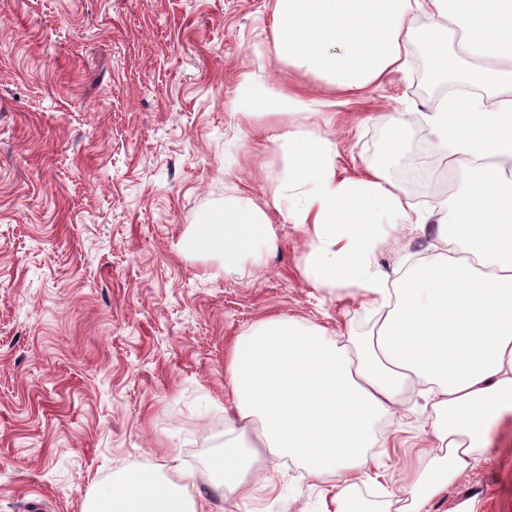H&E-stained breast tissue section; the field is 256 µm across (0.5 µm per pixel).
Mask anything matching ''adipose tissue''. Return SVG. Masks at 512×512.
<instances>
[{
    "label": "adipose tissue",
    "instance_id": "obj_1",
    "mask_svg": "<svg viewBox=\"0 0 512 512\" xmlns=\"http://www.w3.org/2000/svg\"><path fill=\"white\" fill-rule=\"evenodd\" d=\"M427 17L417 28V17ZM459 36L449 52V33ZM278 60L317 78V89L275 92L247 77L242 118L335 115L368 87L406 70L420 43L431 83L473 90L448 96L420 120L435 146L476 162L463 191L417 210L379 165L341 179L331 142L287 130L273 199L284 222L312 227L304 271L321 287L367 297L381 312L372 340L346 345L321 327L280 317L234 343L233 402L224 448L209 469L225 498L245 495L259 452L335 480V512H369L355 496L377 447L373 424L414 387L433 400V438L382 512H428L451 481L477 469L492 428L512 412V0H275ZM425 230L457 250L387 274L374 263L383 225ZM271 220L250 201L225 202L189 246L219 249L225 272L269 241ZM89 512H189L155 475L136 471L102 489Z\"/></svg>",
    "mask_w": 512,
    "mask_h": 512
}]
</instances>
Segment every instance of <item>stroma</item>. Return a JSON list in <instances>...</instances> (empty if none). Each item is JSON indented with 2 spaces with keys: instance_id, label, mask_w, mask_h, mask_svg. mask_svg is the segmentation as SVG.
Segmentation results:
<instances>
[{
  "instance_id": "obj_1",
  "label": "stroma",
  "mask_w": 512,
  "mask_h": 512,
  "mask_svg": "<svg viewBox=\"0 0 512 512\" xmlns=\"http://www.w3.org/2000/svg\"><path fill=\"white\" fill-rule=\"evenodd\" d=\"M274 0H0V512H87L94 493L134 469L152 471L198 512H323L332 481L262 456L250 490L228 500L208 470L224 446L229 354L263 319L306 321L366 340L378 314L304 273L308 233L276 213L280 135L331 141L339 176L379 161L410 112L386 178L420 210L456 194L410 181L439 164L416 113L428 62L412 48L401 73L365 90L326 124L304 113L243 120L247 76L273 90L312 76L274 52ZM246 198L272 220V241L236 273L221 252L188 248L199 220ZM376 256L394 273L429 237L388 231ZM431 405L411 392L374 429L378 474L413 468ZM512 512V415L486 460L435 498L430 512ZM407 114L413 113H397L384 117L388 123H392L396 126L397 131L393 137L382 144L380 154L383 159L391 158L401 150V133L409 125Z\"/></svg>"
}]
</instances>
